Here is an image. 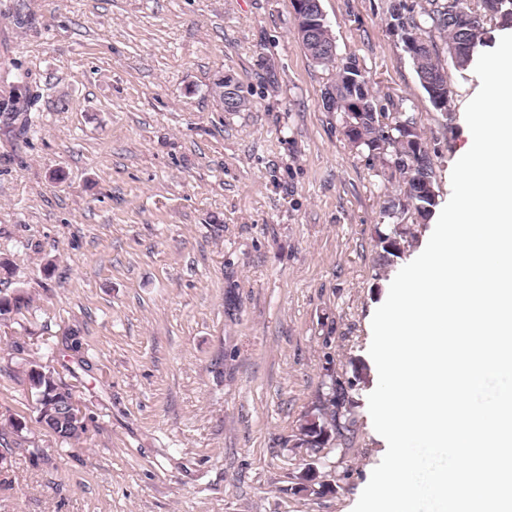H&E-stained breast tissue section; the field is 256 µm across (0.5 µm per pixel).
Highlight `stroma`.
<instances>
[{
  "instance_id": "stroma-1",
  "label": "stroma",
  "mask_w": 512,
  "mask_h": 512,
  "mask_svg": "<svg viewBox=\"0 0 512 512\" xmlns=\"http://www.w3.org/2000/svg\"><path fill=\"white\" fill-rule=\"evenodd\" d=\"M0 0V81L36 94L0 125V420L27 424L0 470V512H353L386 445L368 396L384 183L322 93L292 0ZM383 0H321L342 58L381 107L414 105L438 202L467 141L474 70L449 71L443 124ZM250 100L225 111L221 74ZM54 368L88 432L36 421L29 364ZM353 381L354 435L298 429L332 378ZM313 480H302L307 465ZM29 305V298L25 292L20 289L14 290L11 294L0 295V323L11 320Z\"/></svg>"
}]
</instances>
